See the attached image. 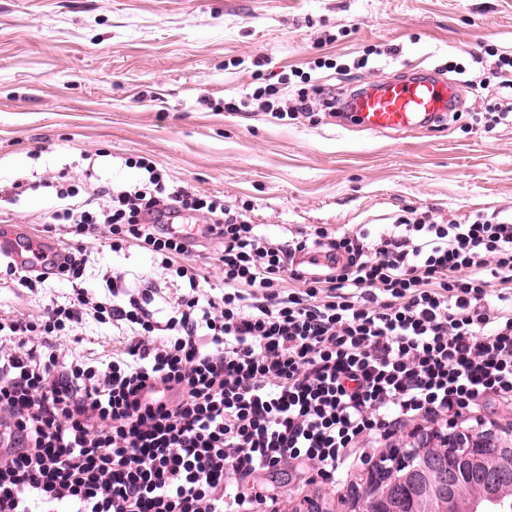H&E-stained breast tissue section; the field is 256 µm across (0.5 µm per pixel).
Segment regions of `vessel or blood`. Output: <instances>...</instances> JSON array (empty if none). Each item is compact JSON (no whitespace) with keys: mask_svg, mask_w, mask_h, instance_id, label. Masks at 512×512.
<instances>
[{"mask_svg":"<svg viewBox=\"0 0 512 512\" xmlns=\"http://www.w3.org/2000/svg\"><path fill=\"white\" fill-rule=\"evenodd\" d=\"M454 90V83L441 77L393 76L356 96L347 121L377 133L429 128L451 111ZM0 256L18 267L50 273L56 271L65 253L51 238L0 232Z\"/></svg>","mask_w":512,"mask_h":512,"instance_id":"vessel-or-blood-1","label":"vessel or blood"}]
</instances>
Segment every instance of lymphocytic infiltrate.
Listing matches in <instances>:
<instances>
[{
    "instance_id": "1",
    "label": "lymphocytic infiltrate",
    "mask_w": 512,
    "mask_h": 512,
    "mask_svg": "<svg viewBox=\"0 0 512 512\" xmlns=\"http://www.w3.org/2000/svg\"><path fill=\"white\" fill-rule=\"evenodd\" d=\"M482 83L492 124L506 122L512 57ZM137 166L143 179L95 213L61 190L52 218L77 235L107 227L113 252L145 250L181 288L163 322L156 288L129 294L118 275L91 302L79 245L60 272L67 303L0 316V512H280L286 468L332 487L406 428L485 440V409L512 412L511 219L401 215L279 238ZM188 212L224 247L220 299L182 263L194 242L167 226ZM88 316L119 350L59 358L51 337Z\"/></svg>"
}]
</instances>
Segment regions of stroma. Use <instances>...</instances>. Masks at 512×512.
Here are the masks:
<instances>
[{"label": "stroma", "mask_w": 512, "mask_h": 512, "mask_svg": "<svg viewBox=\"0 0 512 512\" xmlns=\"http://www.w3.org/2000/svg\"><path fill=\"white\" fill-rule=\"evenodd\" d=\"M512 54V0H0V223L70 242L52 223L59 201L48 183L118 191L154 162L172 183L246 208L263 231L319 224H389L401 210L440 224L512 215V123L488 126L487 101L458 90V110L435 131L400 136L340 125L313 106L295 119L261 109L220 112L257 77L297 70L293 89L337 92L374 84L406 68L492 71ZM29 182L13 196L18 181ZM82 285L100 301L106 279L138 293L157 288L155 307L175 296L149 254L115 253L105 230L86 235ZM72 284L37 289L0 278V315L39 316L67 301ZM63 354L111 359L119 343L94 320L61 336ZM371 477L353 468L344 488L306 487L327 512H359Z\"/></svg>", "instance_id": "1"}]
</instances>
